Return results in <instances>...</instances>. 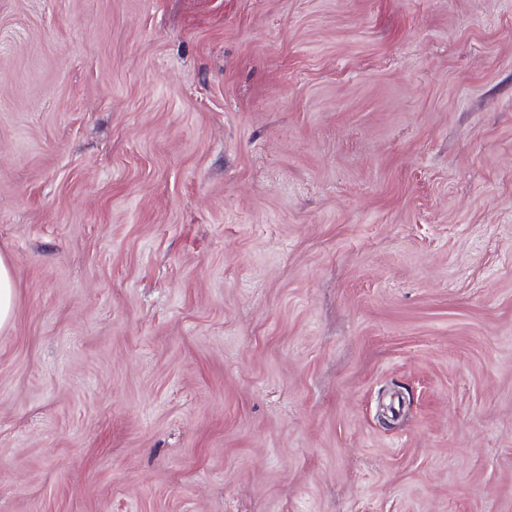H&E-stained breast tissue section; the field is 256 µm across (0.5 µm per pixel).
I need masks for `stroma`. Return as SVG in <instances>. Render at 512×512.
Instances as JSON below:
<instances>
[{"mask_svg": "<svg viewBox=\"0 0 512 512\" xmlns=\"http://www.w3.org/2000/svg\"><path fill=\"white\" fill-rule=\"evenodd\" d=\"M0 512H512V0H0ZM15 309V285L9 263L0 257V329L11 320Z\"/></svg>", "mask_w": 512, "mask_h": 512, "instance_id": "1", "label": "stroma"}]
</instances>
